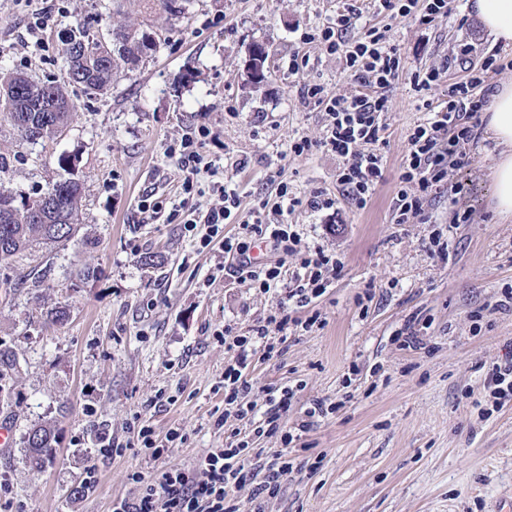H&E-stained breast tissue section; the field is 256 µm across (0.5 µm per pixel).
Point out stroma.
Wrapping results in <instances>:
<instances>
[{
    "label": "stroma",
    "mask_w": 512,
    "mask_h": 512,
    "mask_svg": "<svg viewBox=\"0 0 512 512\" xmlns=\"http://www.w3.org/2000/svg\"><path fill=\"white\" fill-rule=\"evenodd\" d=\"M348 0H189L184 18L158 11L148 24L163 39L151 57L122 72L103 95L75 90L77 113L59 136L21 140L0 119V184L36 198L63 177L60 157L74 158L84 182L82 224L66 244L37 248L0 261V349L15 352L14 404L0 421L18 435L0 455L8 486L0 499L23 512H110L112 500L135 492L129 476L189 466L221 448L236 420L224 413L220 386L232 355L219 333L244 334L274 311L275 294L261 293L224 270L220 250H200L183 228L181 201L207 208L214 183L235 186L242 211L275 197L278 183L303 200L269 222L293 225L303 244L341 256L344 267L326 293L289 313L320 312L323 327L289 331L273 358L255 354L248 370L250 400L264 404L269 388L296 389L281 418L299 432L293 448L279 436L259 438L267 452L286 450L293 464L279 492L263 497L264 512H507L512 506V402L486 405L485 374L512 355V310L495 309L501 288L512 286V223L496 216L491 197L487 138L467 146L468 161L450 169L465 184L459 205L470 223L456 224L447 197L433 200L432 224H396L391 201L406 136L424 117L423 99H440L447 82L427 96L409 80L391 89L385 115L388 146L383 180L366 208L341 200L336 154L320 148L327 117L299 90L320 85L349 94L360 81L343 59L303 44L305 31L335 18ZM456 0L451 18L426 26L412 17L375 14L357 0L360 26L386 29L407 70L462 57L491 55V38ZM41 0H0V68L37 82L65 83L61 49L78 26L106 30L132 0H61L37 49L28 25ZM269 55L264 81L247 80L251 43ZM306 57L291 69L294 57ZM211 137L199 151L219 168L183 197L184 175L166 150L199 126ZM311 141L303 156L290 153L298 138ZM338 196L337 207L313 210L314 192ZM162 202L145 219V198ZM442 227L447 256L433 253L429 235ZM153 254L154 267L142 265ZM45 269L40 286L19 284L32 267ZM97 276L79 280L84 267ZM372 300H364L365 291ZM68 309L61 326L45 325L46 308ZM481 320H473L475 310ZM421 325L422 343L402 348L396 330ZM335 403V413L301 429L311 403ZM50 423L59 433L57 456L44 471L22 461L21 435ZM158 439L180 430L160 459L141 448L135 427ZM124 444L122 454H97L100 433ZM95 466L96 483L74 489Z\"/></svg>",
    "instance_id": "stroma-1"
}]
</instances>
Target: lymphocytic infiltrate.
Returning <instances> with one entry per match:
<instances>
[{
  "label": "lymphocytic infiltrate",
  "instance_id": "1",
  "mask_svg": "<svg viewBox=\"0 0 512 512\" xmlns=\"http://www.w3.org/2000/svg\"><path fill=\"white\" fill-rule=\"evenodd\" d=\"M453 0H373L377 14L392 19L414 16L423 24L449 18ZM360 18L355 8L337 13L322 27L304 32L303 40L316 44L327 55L343 58L355 72L363 87L351 94L326 95L318 85L301 88L302 99L323 107L328 123L322 145L343 161L336 182L341 198L356 208H365L383 175L382 151L387 145L383 117L389 110V91L405 76L404 65L395 46L390 45L384 30L377 27L357 28ZM496 56H486L480 69L469 71L465 78L449 82L441 101L427 99L426 94L438 84L443 67L419 69L409 75L416 92L425 96L426 116L407 135L406 150L401 158L399 183L392 199L393 221L407 224L416 220L430 223L428 206L440 191H447L449 205H456L465 187L449 183V168L465 162V148L479 139L480 114L489 104L494 91L487 84L489 74L499 72ZM211 130L200 127L197 137H187L170 146L168 154L182 168L184 193H192L194 179L211 170L195 146L196 138L208 137ZM219 202L207 211L188 209L184 228L199 232L201 248L219 244L225 256L235 261L234 273L240 281L250 283L261 292L282 289L283 296L274 312L254 326L248 334L235 335L224 330V347L233 351L235 360L224 369V414L243 419L251 414L254 403L247 396L252 390L248 379L250 359L256 349L274 357L281 335L290 328L310 331L321 327L320 313L300 319L288 313L289 302L305 306L325 294L332 279L343 267L337 254L319 247L302 245L298 233L289 224H269L264 219L266 202L249 211L239 224V231L225 235L224 223L233 210L239 209L236 190L219 185ZM273 207L275 213L293 212L299 198L290 195L287 183H280ZM272 242L274 260L252 263L249 256L251 238ZM296 393L284 388L269 395L268 409L258 424L249 430L232 429L224 447L214 448L196 460L192 469L167 468L152 475L135 471L130 479L137 487L134 496L112 501V512H241V503L231 490L246 481L245 459L256 438L280 435L283 445L296 437L282 430L280 419L291 407Z\"/></svg>",
  "mask_w": 512,
  "mask_h": 512
}]
</instances>
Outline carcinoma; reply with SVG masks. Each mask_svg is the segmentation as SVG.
Wrapping results in <instances>:
<instances>
[{
  "label": "carcinoma",
  "instance_id": "obj_1",
  "mask_svg": "<svg viewBox=\"0 0 512 512\" xmlns=\"http://www.w3.org/2000/svg\"><path fill=\"white\" fill-rule=\"evenodd\" d=\"M143 12L157 9L171 16L182 13L183 0H139ZM156 37L149 29L129 21L112 24L111 58L101 56L88 29L69 35L62 48V59L77 85L87 94H103L114 75L123 67L136 65L148 57L149 43ZM76 110L68 85L54 82L36 83L18 71L0 72V116L24 136L23 126L40 130L41 137L51 138L68 125ZM57 197L49 222L36 221L30 213L32 200L0 185V259L31 252L40 245H55L70 240L81 224L83 183L67 178L54 182ZM19 361L15 354L0 349V402L11 406L12 376ZM26 465L44 468L55 456L59 435L50 424L29 428L23 436Z\"/></svg>",
  "mask_w": 512,
  "mask_h": 512
}]
</instances>
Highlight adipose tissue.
Instances as JSON below:
<instances>
[{"instance_id": "adipose-tissue-1", "label": "adipose tissue", "mask_w": 512, "mask_h": 512, "mask_svg": "<svg viewBox=\"0 0 512 512\" xmlns=\"http://www.w3.org/2000/svg\"><path fill=\"white\" fill-rule=\"evenodd\" d=\"M467 8L495 45L512 50V0H468ZM499 152L491 158L492 198L497 214L512 219V82L496 87L483 115Z\"/></svg>"}]
</instances>
